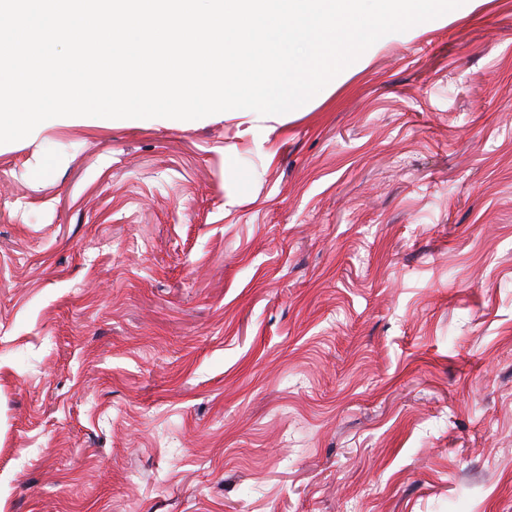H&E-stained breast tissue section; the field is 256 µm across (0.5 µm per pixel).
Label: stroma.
I'll return each mask as SVG.
<instances>
[{
	"mask_svg": "<svg viewBox=\"0 0 512 512\" xmlns=\"http://www.w3.org/2000/svg\"><path fill=\"white\" fill-rule=\"evenodd\" d=\"M0 512H512V0L0 144Z\"/></svg>",
	"mask_w": 512,
	"mask_h": 512,
	"instance_id": "35a3bbf8",
	"label": "stroma"
}]
</instances>
